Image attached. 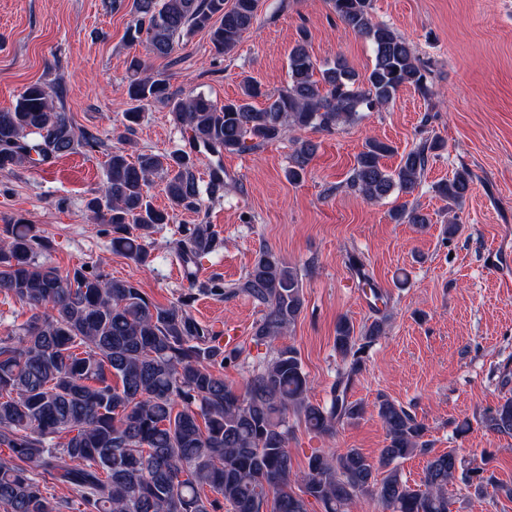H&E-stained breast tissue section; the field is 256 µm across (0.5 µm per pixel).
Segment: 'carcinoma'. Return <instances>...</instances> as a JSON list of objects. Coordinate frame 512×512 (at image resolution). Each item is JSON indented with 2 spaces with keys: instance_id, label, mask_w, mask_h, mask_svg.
Listing matches in <instances>:
<instances>
[{
  "instance_id": "cac0c4a2",
  "label": "carcinoma",
  "mask_w": 512,
  "mask_h": 512,
  "mask_svg": "<svg viewBox=\"0 0 512 512\" xmlns=\"http://www.w3.org/2000/svg\"><path fill=\"white\" fill-rule=\"evenodd\" d=\"M328 2L341 24L371 46L372 69L361 77L340 58L318 67L306 49L310 31L303 27L288 55V86L263 108L254 105L267 96L256 80H245L239 97L220 105L203 94L178 95L166 79L146 73L140 58L130 59L125 94L133 106L123 114L125 128L139 124L143 103L154 102L167 107L190 137L188 145L167 154L131 151L129 138L112 150L106 180L86 210L112 235L113 251L147 265L159 226L181 211H199L205 198L224 197L221 162L210 164L208 180L200 176L204 153L251 150L308 128L332 134L360 113L389 104L403 87L431 100L428 68L392 26L375 20L373 0ZM260 6L261 0H132L127 36L168 57L183 33L206 30L215 53L228 56L253 28ZM63 94L60 86L34 83L12 109L0 111V170L46 165L79 148L99 147L93 135L76 133L69 115L55 105ZM294 142L288 180L298 183L315 145ZM442 149L441 139L427 138L389 171L382 159L394 148L371 137L356 158L349 187L368 201L395 190L410 194L429 157ZM154 177L164 183V209L147 194ZM472 182L462 169L435 192L459 206ZM390 217L397 224L431 223L428 214L405 204ZM179 234L175 254L189 288L224 295L220 276L199 284L193 272L200 257L222 245L212 225L183 224ZM50 248L23 218L0 226V294L31 311L24 324L0 336V447L11 451L9 459L0 458L3 512H61L44 493L48 476L71 486L83 512H216L222 503L229 512H267L269 506L272 512H308L309 497L323 512H347L359 494L376 497L383 512H451L455 501L448 485L456 481L477 496L490 487L512 496V488L497 483L487 451L479 464L454 448L433 455L423 486L409 485L399 463L430 453L426 427L384 395L375 404L387 435L378 460L356 448H319L305 469H293L288 413L328 436L338 424L361 418L365 407L349 400L348 389L366 349L385 333L384 318L358 332L347 318L337 321L334 347L349 367L329 404L309 400L307 375L292 345L275 348L238 391L224 382L221 370L243 351L224 348L195 321L186 310L188 299L156 305L135 283L92 265L62 272L40 260ZM240 289L265 307L257 340L272 346L291 331L303 308L296 268L262 247ZM481 423L512 438V397L487 409Z\"/></svg>"
}]
</instances>
